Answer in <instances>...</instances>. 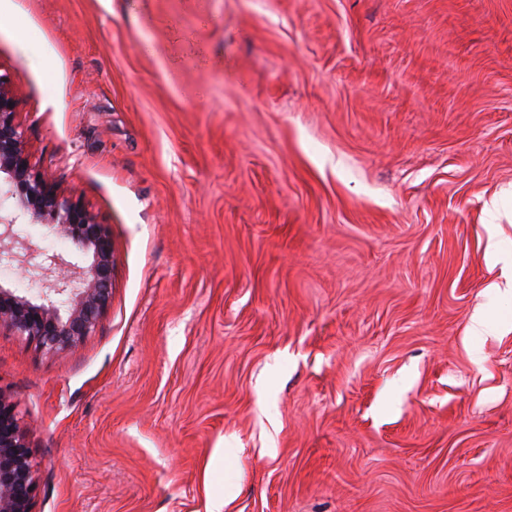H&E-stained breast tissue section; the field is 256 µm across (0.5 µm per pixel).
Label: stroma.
<instances>
[{"label":"stroma","mask_w":512,"mask_h":512,"mask_svg":"<svg viewBox=\"0 0 512 512\" xmlns=\"http://www.w3.org/2000/svg\"><path fill=\"white\" fill-rule=\"evenodd\" d=\"M13 3L28 148L113 247L77 347L0 327L36 512H512V0Z\"/></svg>","instance_id":"stroma-1"}]
</instances>
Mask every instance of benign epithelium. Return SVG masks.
<instances>
[{
    "instance_id": "7a95c632",
    "label": "benign epithelium",
    "mask_w": 512,
    "mask_h": 512,
    "mask_svg": "<svg viewBox=\"0 0 512 512\" xmlns=\"http://www.w3.org/2000/svg\"><path fill=\"white\" fill-rule=\"evenodd\" d=\"M15 97L0 75V173L6 174L5 197L16 211L0 214V260L15 259L14 243H4L21 217L43 224L69 238L87 258V264L30 263L38 252L22 244L27 258L23 273L41 287L38 298L0 289V325L48 352L76 347L90 335L112 298V242L104 225L71 196L54 188L31 160ZM37 470L26 432L16 414L14 395L0 387V512H36Z\"/></svg>"
}]
</instances>
